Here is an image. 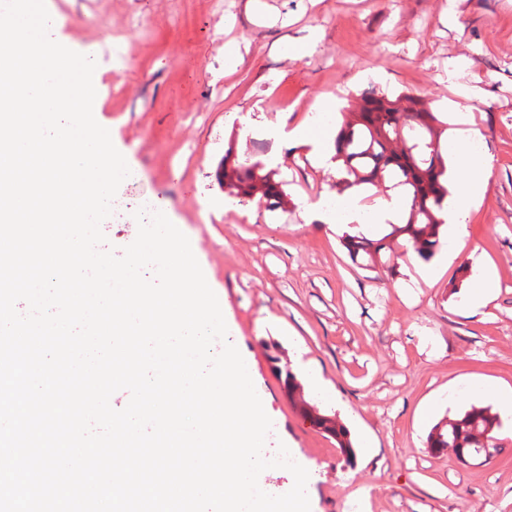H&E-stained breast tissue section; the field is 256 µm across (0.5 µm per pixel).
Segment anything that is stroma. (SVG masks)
Returning a JSON list of instances; mask_svg holds the SVG:
<instances>
[{
  "label": "stroma",
  "mask_w": 512,
  "mask_h": 512,
  "mask_svg": "<svg viewBox=\"0 0 512 512\" xmlns=\"http://www.w3.org/2000/svg\"><path fill=\"white\" fill-rule=\"evenodd\" d=\"M50 35L95 58L93 114L125 157L119 195L149 201L196 246L226 304L229 339L273 422L265 450L285 444L309 472L311 512H512V416L505 453L463 462L430 448L439 422L475 405L469 387L512 388V0H45ZM243 62L224 69V44ZM470 59L481 131L462 178L487 176L467 221L465 253L493 266L498 288L479 315L464 305L461 261L436 282L409 254L365 267L336 227L312 220L335 195L334 172L309 145L268 139L279 123L321 132L360 94L423 96L451 129L448 61ZM312 110L298 111L302 101ZM331 104L315 110L317 101ZM252 153L286 181L271 212L239 204L216 169L228 149ZM312 364L316 403L348 430L352 455L305 421L277 373ZM372 450H365L362 433Z\"/></svg>",
  "instance_id": "obj_1"
}]
</instances>
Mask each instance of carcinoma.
Listing matches in <instances>:
<instances>
[{
    "label": "carcinoma",
    "instance_id": "1",
    "mask_svg": "<svg viewBox=\"0 0 512 512\" xmlns=\"http://www.w3.org/2000/svg\"><path fill=\"white\" fill-rule=\"evenodd\" d=\"M341 130L336 139L335 158L342 161L349 182L336 180L338 190L351 185L402 187L410 198L408 218L403 224L378 239L343 236L352 257L365 255L373 261L393 252L400 245L422 258L434 255L440 245V217L448 198V165L440 149L438 120L420 96H399L392 100L384 94L366 93L358 106L342 113ZM276 170L252 155L240 160L233 151L224 156L217 179L236 191L241 201L254 199L274 211L287 203L284 183L275 179ZM501 429L498 415L487 408L473 407L463 415L436 425L429 437V447L438 451L454 448L469 456L476 448L488 446L502 454L504 445L496 444L495 433ZM342 453L352 455V443L341 424L328 429Z\"/></svg>",
    "mask_w": 512,
    "mask_h": 512
}]
</instances>
